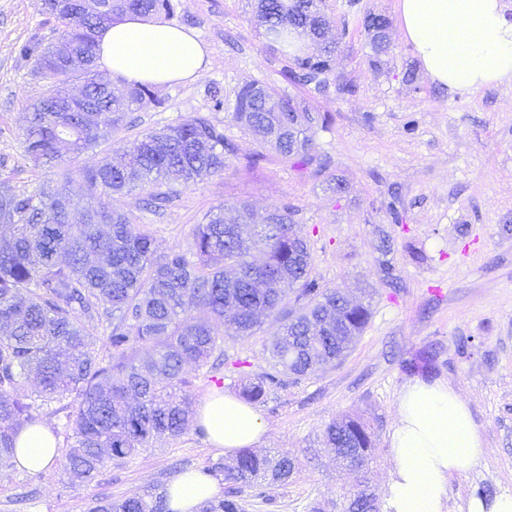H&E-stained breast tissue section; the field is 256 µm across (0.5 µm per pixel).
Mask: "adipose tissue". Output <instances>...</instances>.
<instances>
[{"label": "adipose tissue", "mask_w": 512, "mask_h": 512, "mask_svg": "<svg viewBox=\"0 0 512 512\" xmlns=\"http://www.w3.org/2000/svg\"><path fill=\"white\" fill-rule=\"evenodd\" d=\"M400 30L433 82L455 92L512 82V21L503 0H398ZM97 57L114 79L164 85L197 79L210 53L190 31L156 18L129 15L103 31ZM210 443L231 454L256 445L263 431L255 408L216 391L198 408ZM14 467L35 474L58 455L42 420L16 437ZM394 463L384 512H448V485L475 468L483 448L468 404L445 381L415 380L401 388L390 434ZM220 493L211 477L179 475L168 485L172 512H200Z\"/></svg>", "instance_id": "obj_1"}]
</instances>
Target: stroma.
I'll return each mask as SVG.
<instances>
[{
  "label": "stroma",
  "mask_w": 512,
  "mask_h": 512,
  "mask_svg": "<svg viewBox=\"0 0 512 512\" xmlns=\"http://www.w3.org/2000/svg\"><path fill=\"white\" fill-rule=\"evenodd\" d=\"M168 24L193 30L211 64L191 82L158 87L162 106L133 113L131 126L112 132L74 160L34 167L23 152L28 107L47 93L19 48L55 42L43 0H0V178L20 190L64 185L66 174L100 167L142 135L206 115L243 152L252 137L232 118L235 94L257 79L294 97L319 121L312 128L325 169L295 166L267 152L254 166L230 157L222 174L179 189L160 211L146 209L149 187L113 196L129 223L154 231L158 252L188 249L196 224L227 202L248 203L256 216L293 204L309 240L321 287L340 289L368 305L369 322L341 361L305 377L284 376L255 408L264 433L254 450L294 463L288 480L246 487L245 512H344L349 494L367 490L383 500L393 467L389 438L402 386L410 380L448 381L469 404L483 438L479 466L452 478L448 512L473 498L512 492V85L448 93L422 72L414 45L395 23L397 0H326L340 40L332 63L350 96L285 83L284 60L269 51L252 21L253 0H172ZM385 14L390 49L382 70L368 64L361 27L367 11ZM416 84L404 83L407 69ZM224 88L213 111L210 83ZM345 183L342 194L331 179ZM281 327L264 319L250 337L224 339V365L189 367V393L201 404L213 391L239 395L245 381L275 369L268 340ZM343 417L365 422L373 449L362 468L339 466L324 430ZM46 470L31 474L0 460V512H86L92 499L164 493L180 474L212 467L223 481L229 459L206 435L189 430L157 441L89 482L65 470L67 446Z\"/></svg>",
  "instance_id": "1"
}]
</instances>
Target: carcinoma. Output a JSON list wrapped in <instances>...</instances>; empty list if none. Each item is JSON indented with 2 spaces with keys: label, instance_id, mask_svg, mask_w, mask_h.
Wrapping results in <instances>:
<instances>
[{
  "label": "carcinoma",
  "instance_id": "cac0c4a2",
  "mask_svg": "<svg viewBox=\"0 0 512 512\" xmlns=\"http://www.w3.org/2000/svg\"><path fill=\"white\" fill-rule=\"evenodd\" d=\"M45 12L60 28L63 55L37 41L20 48L33 71L51 80L50 93L31 105L24 154L36 164L71 160L108 136L127 113L159 106L155 87L139 83L119 94L102 90L96 70L98 34L127 14L169 13L171 0H45ZM324 0H256L253 20L270 47L286 57L281 71L291 85L331 84L329 58L337 44L326 39ZM387 17L368 11L362 27L381 67L388 53L379 28ZM315 45V52L290 51L292 35ZM81 79L88 97L75 100L68 83ZM234 121L283 162L323 166L309 135L316 117L294 99L249 81L236 93ZM239 144L206 116L142 135L112 162L78 174L83 196L104 195L108 202L81 208L73 181L33 195L0 182V458L15 453L18 431L40 419L44 408L60 404L70 440L67 471L82 481L94 479L109 464H119L166 435L188 429L192 402L186 367H201L221 349L226 336L250 337L260 318L274 316L282 330L271 341L282 367L244 384L250 401L264 398L281 383L280 374L307 376L342 358L363 332L369 311L339 291L321 288L312 274L308 241L286 203L267 213L260 230L243 237L252 223L248 204L224 205L196 225L192 249L159 254L143 224H130L112 208V195L149 183L147 204L160 208L197 180L224 171ZM108 333L94 335L99 324ZM102 341L105 352L96 348ZM35 376L37 388H25ZM332 448L348 446L363 464L372 439L360 421L342 418L325 429ZM293 471L285 456L272 459L241 451L224 468V497L203 512H243L237 486L256 490L268 478L284 480ZM87 512H167L162 495L96 499Z\"/></svg>",
  "mask_w": 512,
  "mask_h": 512
}]
</instances>
